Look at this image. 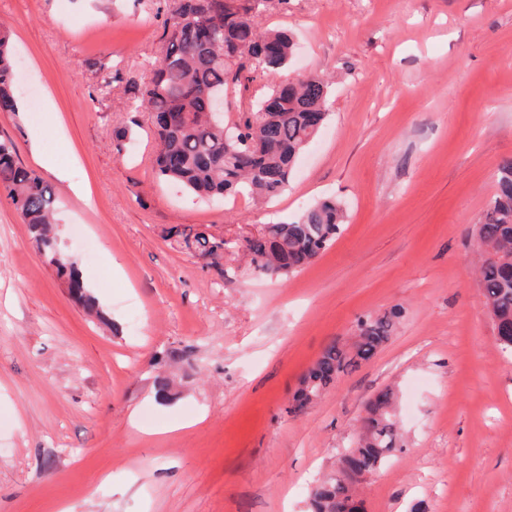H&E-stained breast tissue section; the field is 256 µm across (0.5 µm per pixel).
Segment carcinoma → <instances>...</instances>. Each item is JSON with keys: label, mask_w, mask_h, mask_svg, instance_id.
<instances>
[{"label": "carcinoma", "mask_w": 512, "mask_h": 512, "mask_svg": "<svg viewBox=\"0 0 512 512\" xmlns=\"http://www.w3.org/2000/svg\"><path fill=\"white\" fill-rule=\"evenodd\" d=\"M286 0H166V44L152 64L141 97L151 113L154 165L159 178L198 196L248 193L270 201L288 189L302 154L329 119L328 82L320 74L281 81L277 74L294 53L285 31L260 27V13ZM12 51L0 33V109L17 111ZM260 70L271 78L269 92L232 121L239 143L226 144L224 118L213 120L214 102L237 93ZM0 191L28 225L37 249L55 268L72 297L86 310L97 309L81 271L58 243V198L53 187L18 159L14 142L0 137ZM347 213L337 200L316 202L289 222L265 224L248 239L243 256L261 275L287 278L311 264L342 232ZM169 236L218 264L237 243L205 230L173 226ZM478 258L474 272L494 325L498 346L512 351V158L497 168L496 189L483 221L476 225ZM402 310L358 319L353 349L333 341L302 376L289 413L299 414L339 378L371 359L390 339ZM393 392L378 393L367 406L356 446L342 453L348 478L327 476L312 491L311 512H358L355 492L365 474L381 468L400 451L392 414Z\"/></svg>", "instance_id": "carcinoma-1"}]
</instances>
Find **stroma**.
<instances>
[{
	"mask_svg": "<svg viewBox=\"0 0 512 512\" xmlns=\"http://www.w3.org/2000/svg\"><path fill=\"white\" fill-rule=\"evenodd\" d=\"M164 5L0 0L19 61L0 135L32 168L31 136L61 126L42 149L71 177L51 182L62 250L103 312L69 298L0 197V512H308L387 388L403 450L367 477L363 512H512V353L471 272L474 226L512 158V0L270 7L261 27L297 42L283 78L330 75V117L261 206L155 172L140 101ZM329 197L347 206L342 233L285 280L231 257L207 266L167 236L230 238ZM395 306L378 354L288 414L324 347ZM175 349L188 359L173 366ZM160 374L171 400L156 396Z\"/></svg>",
	"mask_w": 512,
	"mask_h": 512,
	"instance_id": "obj_1",
	"label": "stroma"
}]
</instances>
